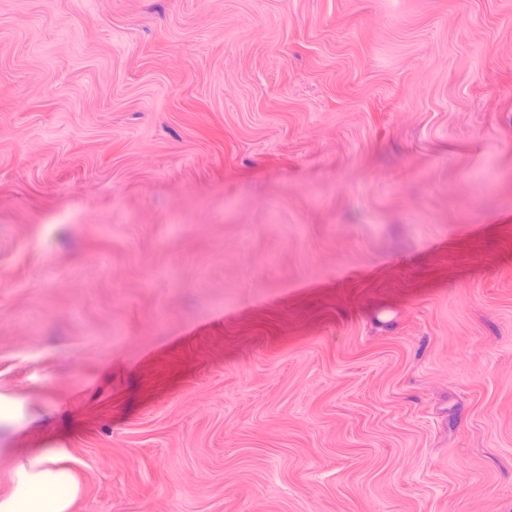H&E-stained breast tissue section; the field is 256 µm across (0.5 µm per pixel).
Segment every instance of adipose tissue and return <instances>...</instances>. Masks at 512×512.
Segmentation results:
<instances>
[{"instance_id":"1","label":"adipose tissue","mask_w":512,"mask_h":512,"mask_svg":"<svg viewBox=\"0 0 512 512\" xmlns=\"http://www.w3.org/2000/svg\"><path fill=\"white\" fill-rule=\"evenodd\" d=\"M68 451L46 448L17 460L13 485L0 495V512H70L78 481L66 468Z\"/></svg>"}]
</instances>
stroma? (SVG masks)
Listing matches in <instances>:
<instances>
[{
	"mask_svg": "<svg viewBox=\"0 0 512 512\" xmlns=\"http://www.w3.org/2000/svg\"><path fill=\"white\" fill-rule=\"evenodd\" d=\"M512 512V0H0V492ZM67 459V448H45L20 457L11 490L0 495V511L70 512L79 486L63 465Z\"/></svg>",
	"mask_w": 512,
	"mask_h": 512,
	"instance_id": "stroma-1",
	"label": "stroma"
}]
</instances>
